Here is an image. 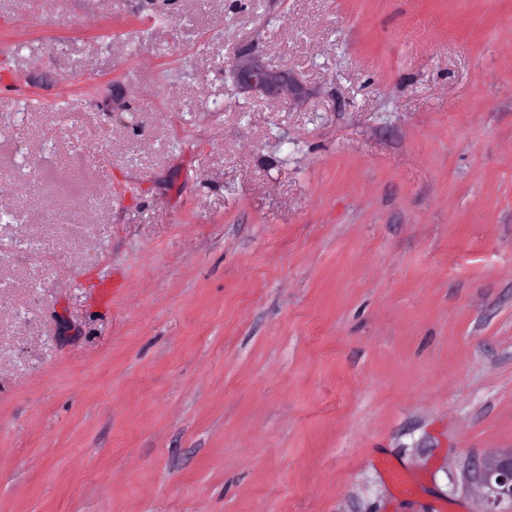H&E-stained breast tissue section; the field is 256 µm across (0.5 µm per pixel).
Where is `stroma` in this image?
<instances>
[{
    "label": "stroma",
    "mask_w": 512,
    "mask_h": 512,
    "mask_svg": "<svg viewBox=\"0 0 512 512\" xmlns=\"http://www.w3.org/2000/svg\"><path fill=\"white\" fill-rule=\"evenodd\" d=\"M509 448L512 0H0V512H486ZM237 81L242 89L259 90L276 96H287L288 90L300 95L288 71L271 65L260 56H238L233 60ZM478 481L480 487L489 488L496 502L507 499L512 503V448L489 453L483 460Z\"/></svg>",
    "instance_id": "1"
}]
</instances>
